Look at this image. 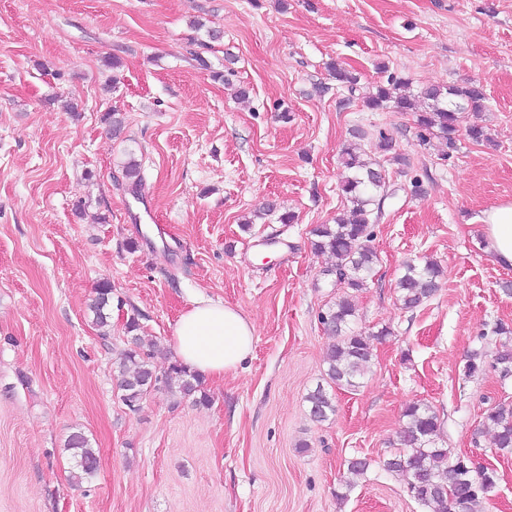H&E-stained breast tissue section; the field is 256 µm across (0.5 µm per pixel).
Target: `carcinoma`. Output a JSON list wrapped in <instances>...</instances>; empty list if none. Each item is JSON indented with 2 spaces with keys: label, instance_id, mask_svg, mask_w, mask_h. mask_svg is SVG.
I'll list each match as a JSON object with an SVG mask.
<instances>
[{
  "label": "carcinoma",
  "instance_id": "cac0c4a2",
  "mask_svg": "<svg viewBox=\"0 0 512 512\" xmlns=\"http://www.w3.org/2000/svg\"><path fill=\"white\" fill-rule=\"evenodd\" d=\"M330 70L336 82L349 94H355L358 84L355 75L335 65ZM362 99L370 110L414 111L419 139L424 142L431 136L438 137L453 150L462 113L481 108L485 95L483 87L472 81L445 87L424 86L413 92L410 79L391 74L386 83L364 93ZM341 157L344 167L351 172L342 184V192L349 198L351 207L337 216L335 223L319 224L313 230V248L335 258L327 273L335 275L333 287L341 290L336 301L319 314V322L336 342L328 355L326 385H318L306 397L310 416L318 422L336 412L332 394L325 386L359 387V380L372 361L374 341L388 335V331L382 330L367 336L352 328L356 314L353 293L365 288L378 261L377 253L368 242L372 238L371 225L378 223L381 210L370 209L375 204L370 192L385 187V175L373 168L355 147H344ZM439 276L440 267L433 260L406 264L398 282L403 307L417 308L433 297L438 290ZM111 295V286L103 283L96 288L95 298L89 304L101 327L107 326L104 308ZM141 344V337H133V345L121 350L115 360L120 400L132 411L140 407L146 394L159 382L149 355L141 353ZM494 361L502 377H512V346L502 344ZM169 370L183 377L179 387L181 397H190L199 391L200 377L177 363L170 365ZM403 417L401 449L383 461V469L403 475L409 493L427 512H484V504L490 500L497 484L496 472L449 448L437 446L435 437L441 420L433 406L411 405L405 409ZM484 424L494 431L496 449L512 454V407L499 404L487 409ZM68 445L75 450L76 478L93 476L97 470V452L88 446L84 435L71 434Z\"/></svg>",
  "mask_w": 512,
  "mask_h": 512
}]
</instances>
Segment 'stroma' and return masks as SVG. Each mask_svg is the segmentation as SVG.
Returning a JSON list of instances; mask_svg holds the SVG:
<instances>
[{"label":"stroma","instance_id":"stroma-1","mask_svg":"<svg viewBox=\"0 0 512 512\" xmlns=\"http://www.w3.org/2000/svg\"><path fill=\"white\" fill-rule=\"evenodd\" d=\"M334 62L362 92L392 73L416 88L480 83L484 107L462 123L490 142L459 135L441 161L413 113L343 104ZM381 132L391 154L374 152ZM347 144L386 174L353 327L389 334L316 422L306 396L332 342L318 315L337 294L312 231L350 206ZM508 201L512 0H0V512H425L380 465L420 402L440 415L439 445L495 470L485 512H512V455L481 429L488 408L512 404L494 366L512 344V268L489 261L481 223ZM423 257L443 271L439 290L402 308L396 282ZM102 283L104 328L88 309ZM199 301L254 323L251 356L203 380L207 402L163 387L130 411L112 366L128 322L157 342L161 374ZM75 432L99 454L80 482ZM356 457L373 466L348 489Z\"/></svg>","mask_w":512,"mask_h":512}]
</instances>
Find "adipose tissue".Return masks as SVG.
<instances>
[{
    "instance_id": "obj_1",
    "label": "adipose tissue",
    "mask_w": 512,
    "mask_h": 512,
    "mask_svg": "<svg viewBox=\"0 0 512 512\" xmlns=\"http://www.w3.org/2000/svg\"><path fill=\"white\" fill-rule=\"evenodd\" d=\"M482 233L493 263L512 267V203L485 211ZM180 362L211 377L233 372L251 355L255 327L236 309L200 302L183 313L173 333Z\"/></svg>"
}]
</instances>
